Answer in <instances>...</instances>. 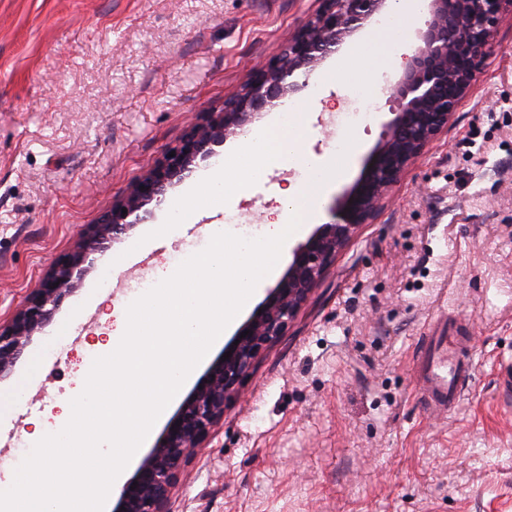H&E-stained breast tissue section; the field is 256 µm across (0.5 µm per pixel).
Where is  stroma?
Wrapping results in <instances>:
<instances>
[{"label":"stroma","mask_w":512,"mask_h":512,"mask_svg":"<svg viewBox=\"0 0 512 512\" xmlns=\"http://www.w3.org/2000/svg\"><path fill=\"white\" fill-rule=\"evenodd\" d=\"M322 0H0V320L69 254L191 118L238 94ZM315 99L306 152L332 135L356 151L323 222L394 117L380 94L333 130L344 87ZM298 167L261 171L248 194L112 243L0 381V487L40 431L61 430L112 311L208 243L227 215L263 222ZM120 268H112L114 257ZM450 326L473 360L468 391L429 413L418 394L425 336ZM181 474L169 512H512V15L464 101L337 253L282 336L260 355Z\"/></svg>","instance_id":"stroma-1"}]
</instances>
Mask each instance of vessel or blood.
Wrapping results in <instances>:
<instances>
[{
  "label": "vessel or blood",
  "mask_w": 512,
  "mask_h": 512,
  "mask_svg": "<svg viewBox=\"0 0 512 512\" xmlns=\"http://www.w3.org/2000/svg\"><path fill=\"white\" fill-rule=\"evenodd\" d=\"M472 365L448 345L444 334L429 337L417 364L418 392L427 407H454L468 385Z\"/></svg>",
  "instance_id": "b4317fda"
}]
</instances>
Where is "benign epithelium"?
Here are the masks:
<instances>
[{
	"label": "benign epithelium",
	"instance_id": "obj_1",
	"mask_svg": "<svg viewBox=\"0 0 512 512\" xmlns=\"http://www.w3.org/2000/svg\"><path fill=\"white\" fill-rule=\"evenodd\" d=\"M388 0H323L301 23L282 51L253 70L241 92L207 112L181 141L168 148L124 189L93 231L67 257L51 266L11 321L0 324V380L8 377L33 337L52 322L76 285L104 255L106 243L150 220L169 189L182 183L215 148L239 136L266 110L303 91L308 75L325 57L379 14ZM512 0H431L425 30L403 74L391 88L396 117L370 155L360 178L336 207L334 220L319 225L293 257L277 284L206 370L174 417L122 485L113 512H167L177 479L195 448L224 417L226 402L265 348L281 336L318 285L355 229L380 209L389 188L445 128L466 98L479 65Z\"/></svg>",
	"mask_w": 512,
	"mask_h": 512
}]
</instances>
